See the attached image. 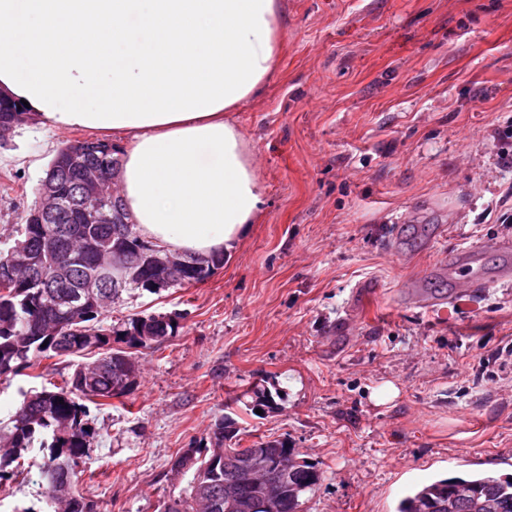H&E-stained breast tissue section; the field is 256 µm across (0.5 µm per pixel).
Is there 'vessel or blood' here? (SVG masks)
Returning a JSON list of instances; mask_svg holds the SVG:
<instances>
[{
  "mask_svg": "<svg viewBox=\"0 0 512 512\" xmlns=\"http://www.w3.org/2000/svg\"><path fill=\"white\" fill-rule=\"evenodd\" d=\"M502 255L512 254V238L496 240L493 246ZM485 243L473 242L459 248L448 263V280L451 284L450 296H461L487 288L498 283L512 281V266H503L495 275H488L481 266V257L487 248Z\"/></svg>",
  "mask_w": 512,
  "mask_h": 512,
  "instance_id": "1",
  "label": "vessel or blood"
}]
</instances>
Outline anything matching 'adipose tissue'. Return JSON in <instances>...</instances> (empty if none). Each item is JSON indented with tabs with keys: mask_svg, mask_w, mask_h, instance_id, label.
<instances>
[{
	"mask_svg": "<svg viewBox=\"0 0 512 512\" xmlns=\"http://www.w3.org/2000/svg\"><path fill=\"white\" fill-rule=\"evenodd\" d=\"M283 25L279 0H0V96L53 129L131 135L116 179L141 238L228 252L265 198L229 113L273 75Z\"/></svg>",
	"mask_w": 512,
	"mask_h": 512,
	"instance_id": "obj_1",
	"label": "adipose tissue"
}]
</instances>
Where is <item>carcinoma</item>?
I'll return each instance as SVG.
<instances>
[{
    "instance_id": "carcinoma-1",
    "label": "carcinoma",
    "mask_w": 512,
    "mask_h": 512,
    "mask_svg": "<svg viewBox=\"0 0 512 512\" xmlns=\"http://www.w3.org/2000/svg\"><path fill=\"white\" fill-rule=\"evenodd\" d=\"M57 179L66 209L49 224L20 225L19 241L39 256V271L17 279H0V378L18 374L58 356L81 357L95 352L91 362L77 364L59 383L33 393L0 422V480L28 474L25 453L44 451L41 479L47 486L43 512H93L80 494L76 460L85 455L95 430L85 402L98 406L131 394L138 385L139 353L174 336L178 316L158 313L132 315L103 325L112 306L123 296L143 291L159 294L188 288L210 278L224 266V254L184 258L180 274L163 286L152 283L145 267L152 245L136 232L122 199L112 209L122 212L121 224H77L76 208L84 199L78 177L61 168ZM112 262V287L100 296L77 302L87 272ZM56 263L71 269L60 283L51 276ZM234 418L215 420L209 448H186L171 463L174 487L194 484L195 498L184 505L170 494L163 512H300L302 498L312 494L322 473L300 457L288 440L262 441L239 447ZM257 462L268 464L264 473ZM396 512H512V474L472 473L434 480L400 500Z\"/></svg>"
}]
</instances>
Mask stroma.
<instances>
[{
	"label": "stroma",
	"mask_w": 512,
	"mask_h": 512,
	"mask_svg": "<svg viewBox=\"0 0 512 512\" xmlns=\"http://www.w3.org/2000/svg\"><path fill=\"white\" fill-rule=\"evenodd\" d=\"M276 72L231 112L267 193L206 281L125 298L115 316L180 315L126 400L90 406L79 490L96 512H160L170 464L215 419L243 445L288 439L322 473L302 512H395L444 475L512 473V286L419 305L448 258L512 236V0H283ZM29 119L0 143V244L58 149L87 138ZM72 358L0 381V421ZM393 384L397 397L375 404ZM266 389L255 413L241 391ZM46 489L0 483V512Z\"/></svg>",
	"instance_id": "35a3bbf8"
}]
</instances>
